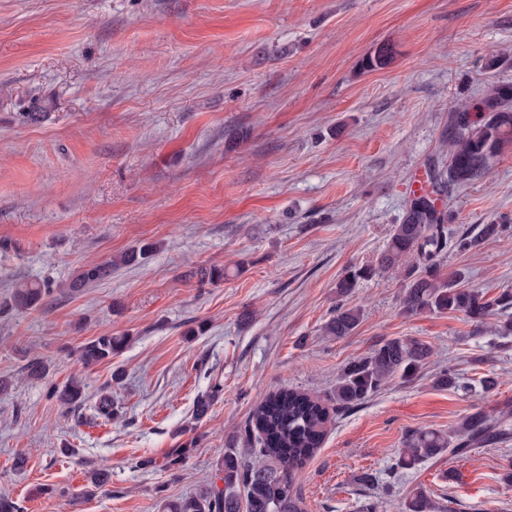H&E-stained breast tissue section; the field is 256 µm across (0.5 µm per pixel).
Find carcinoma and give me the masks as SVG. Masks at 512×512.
I'll return each mask as SVG.
<instances>
[{
	"mask_svg": "<svg viewBox=\"0 0 512 512\" xmlns=\"http://www.w3.org/2000/svg\"><path fill=\"white\" fill-rule=\"evenodd\" d=\"M392 49L381 46L367 56L362 68L373 71L386 67ZM485 113L472 115L461 107L450 117L448 162L433 170V188L467 184L480 177L489 163L512 142V84H493L484 101ZM447 211L435 207L430 195H415L410 200L402 223L394 225L387 248L375 265L349 266L336 283L337 294L349 296L360 281L379 270L405 265L403 304L410 313H463L480 325L487 319L502 320V328L512 331V289L494 297L457 286L456 281L439 274L440 261L448 248ZM500 225L485 224L476 237H459L454 248L470 251L483 239L499 233ZM150 246L143 245L121 255L116 261L82 267L68 285L72 291L97 284L112 276V268L135 264ZM53 293L51 285L23 281L15 285L10 305L18 310L43 306ZM363 317L358 307L343 304L325 325L329 336H349ZM126 343L124 336L103 334L80 350L87 365L112 359ZM429 344L416 339L391 338L371 352L346 364L338 377L333 400L342 409L355 407L376 393L388 380L398 377L408 382L417 378L431 356ZM49 395L71 408L83 400V387L72 380L64 386L52 385ZM258 432L256 446L247 459L234 447L224 451L216 465V484L204 492L166 504L168 512H303L302 500L295 492L296 473L319 448L329 420L328 407L299 391L282 390L270 395L254 412ZM509 415L489 419L481 413L466 416L444 432L419 429L409 434L398 455L396 466L411 469L445 452L460 453L478 442H494L509 434ZM435 505L423 488L411 490L402 503V512H433Z\"/></svg>",
	"mask_w": 512,
	"mask_h": 512,
	"instance_id": "1",
	"label": "carcinoma"
}]
</instances>
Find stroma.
<instances>
[{
    "mask_svg": "<svg viewBox=\"0 0 512 512\" xmlns=\"http://www.w3.org/2000/svg\"><path fill=\"white\" fill-rule=\"evenodd\" d=\"M383 45L391 64L363 71ZM498 81L512 83V0H0V303L21 279L53 288L0 316V376L15 381L0 394V496L21 512H164L210 486L226 448H248L265 396L330 403L348 362L407 337L431 346L426 366L331 410L296 477L305 512H401L417 486L434 512H512V435L395 466L412 431L512 412V334L406 313L395 270L342 300L363 311L352 335L323 332L344 270L375 264L401 223L412 172L447 156L449 112L478 110ZM441 206L449 240L501 227L448 248L441 275L490 298L512 288V145ZM145 244L68 292L82 266ZM214 267L223 280H201ZM103 334L124 349L84 366L80 347ZM32 356L45 379L26 378ZM448 368L462 390L435 386ZM74 377L85 395L68 410L48 388ZM106 394L108 418L93 411ZM150 246L143 245L138 249L130 250L121 255L115 262L112 260L104 264H90L82 267L68 285L71 291H79L81 288L100 283L111 277L112 268L115 266H127L135 264L146 255Z\"/></svg>",
    "mask_w": 512,
    "mask_h": 512,
    "instance_id": "obj_1",
    "label": "stroma"
}]
</instances>
